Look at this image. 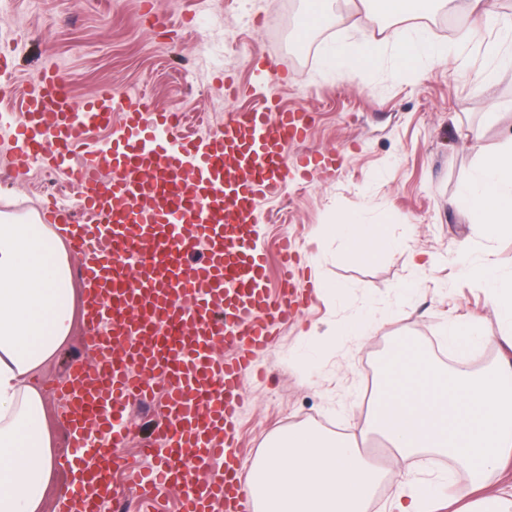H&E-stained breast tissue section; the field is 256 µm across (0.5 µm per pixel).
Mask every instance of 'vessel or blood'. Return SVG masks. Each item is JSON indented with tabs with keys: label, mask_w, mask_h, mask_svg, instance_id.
Instances as JSON below:
<instances>
[{
	"label": "vessel or blood",
	"mask_w": 512,
	"mask_h": 512,
	"mask_svg": "<svg viewBox=\"0 0 512 512\" xmlns=\"http://www.w3.org/2000/svg\"><path fill=\"white\" fill-rule=\"evenodd\" d=\"M116 112L111 141L90 142L89 130L112 125ZM309 122L271 96L192 138L140 92L104 88L75 101L53 65L32 79L17 114L0 117L12 167L46 166L79 188L49 211L82 256V341L93 352L69 362L55 386L70 447L60 466L79 512H103L123 495L110 480L112 450L129 435L127 409L152 400L156 380L164 417L142 449L148 467L132 468L131 481L147 500L159 485H178L182 512H250L227 453L242 381L297 302L291 269L278 297L267 290L257 212L296 178L288 148L306 139ZM219 342L231 351L222 360Z\"/></svg>",
	"instance_id": "vessel-or-blood-1"
}]
</instances>
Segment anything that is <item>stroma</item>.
Here are the masks:
<instances>
[{"label":"stroma","mask_w":512,"mask_h":512,"mask_svg":"<svg viewBox=\"0 0 512 512\" xmlns=\"http://www.w3.org/2000/svg\"><path fill=\"white\" fill-rule=\"evenodd\" d=\"M306 0H0V38L15 49V70L0 76V107L17 106L32 77L55 64L77 100L107 86L137 90L160 111L187 113L186 133L218 129L225 112L277 95L283 107L310 113L304 143L289 160L338 154L332 169H316L260 207L255 239L269 257L267 287L278 289L279 246L289 240L303 277L317 291L280 325L243 378L246 403L238 424V458L249 474L269 440L295 427L348 434L358 431L370 401L366 391L378 363L396 339L417 344L441 335L449 323L474 322L496 333L500 323L481 283L456 274L449 257L466 252L479 261L494 253L512 275V236L487 240L469 214L451 199L474 175L479 149L512 139V60L490 62L481 36H469L473 10L447 26L438 11L387 25L362 0H328L329 15L307 36L299 27ZM445 50L442 63L396 68L392 47L417 36ZM378 44L374 69L358 74L327 64L333 47ZM277 63L283 79L272 89L256 85L255 67ZM240 89L225 94L226 82ZM43 167L11 168L0 148V213L27 218L41 212ZM356 214L383 224L404 247L371 262L329 235L326 225ZM433 260L428 279L414 292L409 251ZM339 285L329 294L328 285ZM372 316L370 336H340L335 347L319 337ZM81 327L73 325L60 358L41 377L49 392L47 417L68 451L63 411L52 390L69 356L81 351ZM163 391L150 407L131 406V437L114 449L112 477L125 482V462L161 419Z\"/></svg>","instance_id":"1"}]
</instances>
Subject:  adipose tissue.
<instances>
[{
	"label": "adipose tissue",
	"mask_w": 512,
	"mask_h": 512,
	"mask_svg": "<svg viewBox=\"0 0 512 512\" xmlns=\"http://www.w3.org/2000/svg\"><path fill=\"white\" fill-rule=\"evenodd\" d=\"M487 239L512 234V139L480 154L472 181L456 197ZM368 260L399 249L384 225L352 216L330 225ZM66 234L38 219L0 217V512H42L55 469V443L36 379L54 361L73 326V274ZM459 273L482 282L504 333L478 324L449 326V348L488 342L512 351V276L492 256L453 260ZM385 439L393 469L377 466L356 439L313 429L277 435L253 466L246 486L258 512H367L378 483L396 473L395 512H432L431 494L409 475L415 457L431 451L459 460L470 481L449 485L464 512H512V490L487 493L512 463V358L469 372L441 365L418 344L395 340L380 362V379L361 429Z\"/></svg>",
	"instance_id": "ef3b65f1"
}]
</instances>
